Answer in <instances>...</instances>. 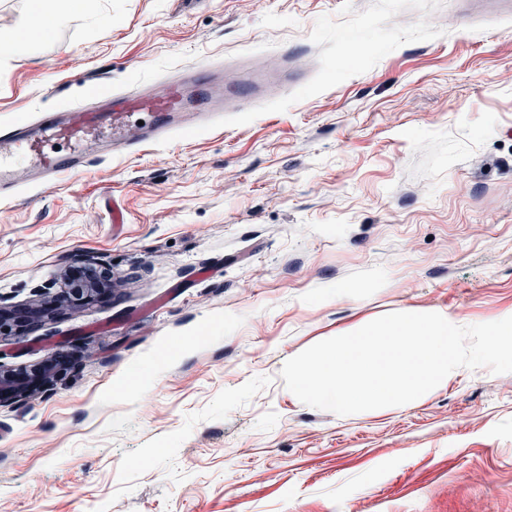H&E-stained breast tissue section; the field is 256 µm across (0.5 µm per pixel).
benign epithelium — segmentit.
<instances>
[{
	"label": "benign epithelium",
	"mask_w": 512,
	"mask_h": 512,
	"mask_svg": "<svg viewBox=\"0 0 512 512\" xmlns=\"http://www.w3.org/2000/svg\"><path fill=\"white\" fill-rule=\"evenodd\" d=\"M109 291L110 281L97 273L96 263L79 259L65 271V287L55 293H45L39 304L8 310L0 306V335L26 330L63 307L93 302ZM60 369L61 364L55 359L44 360L29 368L0 365V404L44 389Z\"/></svg>",
	"instance_id": "obj_1"
}]
</instances>
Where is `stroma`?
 <instances>
[{
	"instance_id": "1",
	"label": "stroma",
	"mask_w": 512,
	"mask_h": 512,
	"mask_svg": "<svg viewBox=\"0 0 512 512\" xmlns=\"http://www.w3.org/2000/svg\"><path fill=\"white\" fill-rule=\"evenodd\" d=\"M86 2L0 68L1 127L95 77L226 60L280 84L0 201V306L80 257L112 276L0 337L6 367L68 359L0 405V512H512V373L348 420L280 376L401 309L512 313V0Z\"/></svg>"
}]
</instances>
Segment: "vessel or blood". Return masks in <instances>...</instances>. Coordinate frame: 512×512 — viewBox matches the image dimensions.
I'll return each instance as SVG.
<instances>
[{
  "label": "vessel or blood",
  "instance_id": "1",
  "mask_svg": "<svg viewBox=\"0 0 512 512\" xmlns=\"http://www.w3.org/2000/svg\"><path fill=\"white\" fill-rule=\"evenodd\" d=\"M247 82L214 83L195 67L189 79L171 78L161 89L108 91L84 105L41 113L0 129V199L24 185L52 184L83 171L93 160L137 152L193 122L212 126L227 100H242Z\"/></svg>",
  "mask_w": 512,
  "mask_h": 512
}]
</instances>
